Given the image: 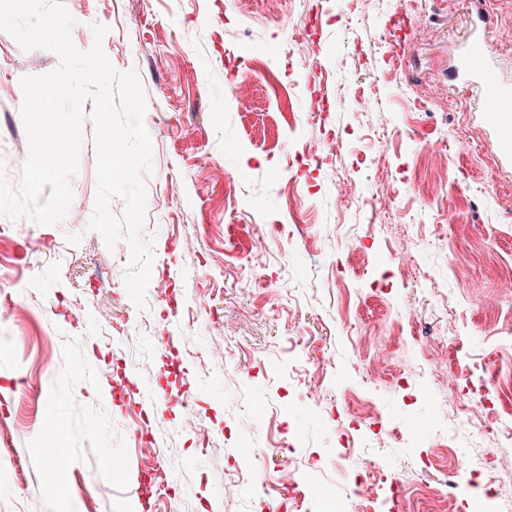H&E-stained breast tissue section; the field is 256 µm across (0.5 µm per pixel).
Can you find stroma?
Returning a JSON list of instances; mask_svg holds the SVG:
<instances>
[{
    "label": "stroma",
    "mask_w": 512,
    "mask_h": 512,
    "mask_svg": "<svg viewBox=\"0 0 512 512\" xmlns=\"http://www.w3.org/2000/svg\"><path fill=\"white\" fill-rule=\"evenodd\" d=\"M84 0L79 51L101 44L112 67L134 72L152 140L143 238L153 261L144 307L130 299L127 238L107 247L89 224L39 226L0 216V512H132L142 503L148 454L166 462L169 487L151 512H270L276 493L231 488L225 465L276 479L282 443L317 464L300 470L310 512L342 500L353 469L381 464L417 477L448 402L441 346L459 333L466 359L495 357L512 373V166L501 131L479 110L480 91L454 72L481 39L487 62L512 84V0ZM310 28L306 45L294 30ZM306 54L299 62L298 54ZM242 58L261 80L237 97L225 86ZM58 56L24 49L0 31V174L19 189L29 143L21 80L53 71ZM324 77L327 120L307 110L313 74ZM80 124L74 196L93 215L96 126ZM473 146L460 150L457 138ZM327 154L320 169L292 166L298 143ZM236 194L224 199V182ZM316 186L289 214V188ZM357 201L342 207L346 195ZM438 197L444 209L431 207ZM386 205L371 215L365 203ZM304 225L305 237L291 235ZM265 227L263 239L250 227ZM50 233L67 253L36 247ZM349 290L358 312L336 302ZM171 331L175 345L160 342ZM316 342L327 371L306 362ZM108 351L143 388L156 390L155 441L135 439L130 407L116 400L98 357ZM358 393L387 429L423 438L411 448L360 433L344 460L317 399ZM211 429L180 427L184 407ZM252 459L238 455L240 446ZM72 460L70 469L54 465ZM121 460L109 468L107 457ZM56 497L41 494L46 481Z\"/></svg>",
    "instance_id": "stroma-1"
}]
</instances>
